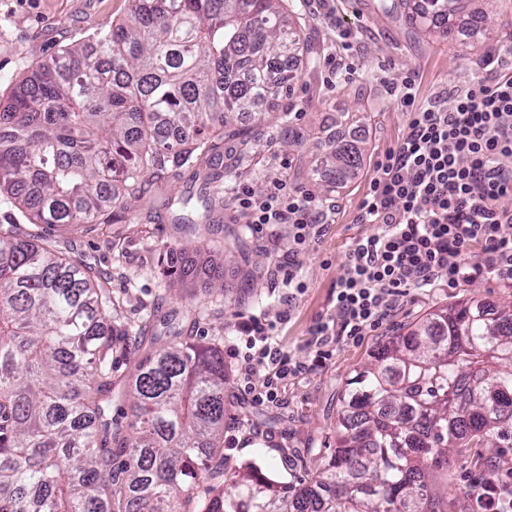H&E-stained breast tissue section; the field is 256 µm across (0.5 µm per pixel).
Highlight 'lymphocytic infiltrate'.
<instances>
[{
    "label": "lymphocytic infiltrate",
    "instance_id": "f902f5d3",
    "mask_svg": "<svg viewBox=\"0 0 512 512\" xmlns=\"http://www.w3.org/2000/svg\"><path fill=\"white\" fill-rule=\"evenodd\" d=\"M483 65L488 78L455 90L448 106L417 101L416 79L406 77L399 102L407 132L381 160L356 216L379 231L352 242L333 307L311 329L317 345L311 364H323L330 343L362 335L390 314L394 301L433 287L439 277L457 283L489 275L512 284V212L498 206L512 193V59L495 49ZM231 195L245 223L288 225L299 244L329 218L314 195L284 181L261 195L241 182ZM474 246L481 252L467 260ZM279 324L256 315L236 324L240 381L275 368L254 393L262 402L276 400L279 384L307 367L282 355ZM477 485L467 512H512V457L492 462Z\"/></svg>",
    "mask_w": 512,
    "mask_h": 512
}]
</instances>
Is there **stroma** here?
<instances>
[{
	"label": "stroma",
	"mask_w": 512,
	"mask_h": 512,
	"mask_svg": "<svg viewBox=\"0 0 512 512\" xmlns=\"http://www.w3.org/2000/svg\"><path fill=\"white\" fill-rule=\"evenodd\" d=\"M377 0H301L294 22L313 49L312 62H298L289 93L269 99L265 111L289 115V132L264 127L246 152L225 145L215 174L190 170L165 181L148 182L142 209L115 217L108 224H86L75 232H52L57 248L82 256L105 275L104 286L119 299L127 321L139 328L138 351L149 350L159 336L161 320L170 321L184 339L216 343L224 351V471L253 469L272 479L299 484L307 480L311 448L336 445V411L349 373L367 361L375 347L400 334L430 311L462 298L495 307L512 301V285L493 278L410 291L400 298L379 327L358 340L334 345L329 360L289 379L278 402L256 403L239 385L234 326L240 316L287 313L277 341L293 360L311 363L316 347L313 322L329 313L334 287L343 275L347 252L355 239L377 233L374 224L355 217L384 152L395 147L407 129V114L390 90L409 71L419 78L417 100L451 92L484 76L482 61L494 47H512V0H491L486 10L488 38L425 35L406 19L391 20L378 12ZM129 0H0V100L13 84L41 60L66 46L88 40L129 12ZM348 71L329 80L325 58ZM349 110L365 115L358 134L365 150L364 166L345 188L325 190L300 176V159H312L328 137L348 135L336 114ZM310 190L330 205L329 224L321 234L295 245L284 224L255 230L243 223L232 203H225L213 233L185 246L184 233L173 222L175 209L164 198L200 192L229 195L233 184L248 183L263 193L273 181ZM242 231L249 255L262 264L259 280L248 282L237 260L224 261V289L212 290L211 256L230 232ZM184 248L186 267L177 291H169L161 261L165 253ZM294 273L303 293H291L283 278ZM292 452L285 461L283 452Z\"/></svg>",
	"instance_id": "35a3bbf8"
}]
</instances>
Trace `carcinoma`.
Masks as SVG:
<instances>
[{
    "instance_id": "carcinoma-1",
    "label": "carcinoma",
    "mask_w": 512,
    "mask_h": 512,
    "mask_svg": "<svg viewBox=\"0 0 512 512\" xmlns=\"http://www.w3.org/2000/svg\"><path fill=\"white\" fill-rule=\"evenodd\" d=\"M467 0H380L476 35ZM283 0H131L124 19L40 61L0 108V196L29 224L73 229L129 212L142 185L249 145V119L311 54ZM326 145L302 174L361 170ZM0 224V512H448L452 453L512 448V301L427 313L346 380L336 448L302 484L224 477V352L178 341L113 380L138 334L102 274ZM227 251L249 265L241 235ZM126 399L131 420L112 417Z\"/></svg>"
}]
</instances>
